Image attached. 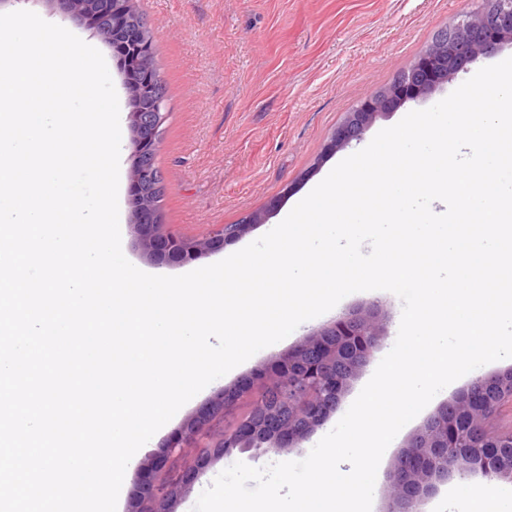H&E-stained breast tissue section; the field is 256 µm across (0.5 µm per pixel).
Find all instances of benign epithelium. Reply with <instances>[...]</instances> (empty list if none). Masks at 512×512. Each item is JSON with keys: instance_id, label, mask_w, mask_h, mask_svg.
Listing matches in <instances>:
<instances>
[{"instance_id": "7a95c632", "label": "benign epithelium", "mask_w": 512, "mask_h": 512, "mask_svg": "<svg viewBox=\"0 0 512 512\" xmlns=\"http://www.w3.org/2000/svg\"><path fill=\"white\" fill-rule=\"evenodd\" d=\"M49 2L110 47L124 36L146 38L145 26H132L127 15L113 7V0ZM505 43H512V0H488L485 10L462 15L451 24V31L438 34L403 77L363 99L336 129L330 148L336 150L361 140L377 116L431 94L468 64L493 54ZM137 66L148 75L144 89L130 78L126 62H120L129 101L138 103L128 115L132 155L129 202L132 228L142 253L153 263L166 264L221 250L247 225L234 231L220 226L187 248L178 238L163 232L159 213L142 187L147 178L145 161L158 151L165 95L159 88L160 77L154 75L150 55L138 59ZM384 336L383 319L373 311L341 317L319 328L282 354L274 368L259 374L261 385L284 390L288 404L300 410L298 419L285 422L272 412L245 416L231 434L203 449L178 482L160 487L156 476L180 451L183 440L206 434L238 404L243 388L222 389L184 424L179 434L161 442L139 469L140 492L132 512H175L181 493L234 448H259L267 443L291 448L308 438L336 411L350 382L380 348ZM506 401L512 402L511 367L475 378L430 416L407 442L390 473L387 512H422L425 501L454 471L512 483V432L492 434L486 429L487 419Z\"/></svg>"}]
</instances>
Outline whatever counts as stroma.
Wrapping results in <instances>:
<instances>
[{"instance_id": "obj_1", "label": "stroma", "mask_w": 512, "mask_h": 512, "mask_svg": "<svg viewBox=\"0 0 512 512\" xmlns=\"http://www.w3.org/2000/svg\"><path fill=\"white\" fill-rule=\"evenodd\" d=\"M479 0H134L153 35L159 75L166 85V119L156 156L167 191L161 206L164 232L194 242L218 225L238 224L255 213L252 225L223 250L176 264L145 260L130 226L128 200L119 203L121 247L138 269L175 276L226 258L281 221L353 147L329 150L328 143L351 110L365 97L388 87L431 44L438 31L469 12ZM27 9L90 42L104 56L121 114L128 95L111 48L49 0H0V11ZM512 57V46L473 63L428 97L378 116L362 141L406 113L426 109L448 96L482 66ZM377 308L387 334L388 353L397 336L400 299L387 291L356 292L336 308L313 318L208 384L154 435L140 453L148 459L158 444L175 435L223 388L252 383L258 370L299 345L323 324L357 310ZM379 364L355 378L339 407L323 426L294 447L236 448L211 465L178 500L176 512H192L201 494L224 469L241 461L263 467L304 459L346 413ZM462 376L440 391L404 426L382 457L373 512L387 508V476L397 455L422 423L466 387Z\"/></svg>"}]
</instances>
